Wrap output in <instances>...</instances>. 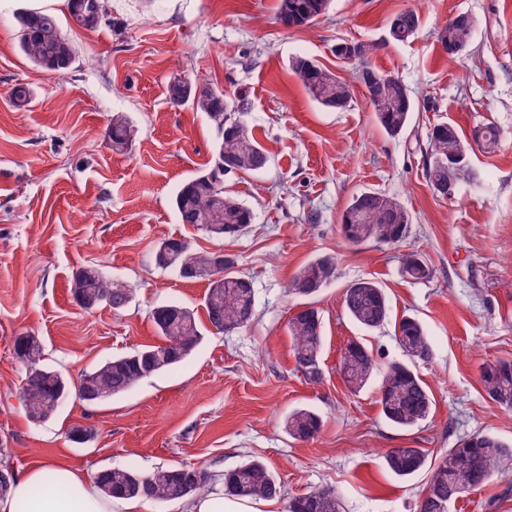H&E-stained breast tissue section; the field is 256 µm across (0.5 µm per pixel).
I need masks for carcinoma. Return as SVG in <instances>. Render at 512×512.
<instances>
[{
  "instance_id": "carcinoma-1",
  "label": "carcinoma",
  "mask_w": 512,
  "mask_h": 512,
  "mask_svg": "<svg viewBox=\"0 0 512 512\" xmlns=\"http://www.w3.org/2000/svg\"><path fill=\"white\" fill-rule=\"evenodd\" d=\"M329 0H281L279 20L286 26L311 23L326 13ZM20 26L21 52L34 65L65 74L76 60V50L60 29L54 14L25 11L17 16ZM420 17L412 9L395 15L390 36L406 42L415 36ZM473 34L471 17L460 13L448 20L440 31L444 50L468 48ZM375 47L358 44L356 61L370 75L364 88L366 98L386 134L399 136L410 122L415 102L402 80L375 69L369 56ZM291 68L308 93L322 105L344 109L351 99L350 85L338 75L306 57L292 61ZM386 84L374 93L373 83ZM187 78L178 77L168 84L169 101L174 106L191 104L205 113L216 126L217 143L211 164L182 183L173 205L183 224H190L215 235L240 232L255 221V213L240 199L226 191L224 176L253 172L265 167L267 153L263 145L241 121L243 107L224 100V91L207 86L201 94L186 93ZM137 135L132 121L121 113L112 116L106 129L112 149L128 150ZM499 133L492 126L474 132L473 140L493 149ZM468 142L452 123L440 122L428 136L425 177L433 191L443 197L455 195L461 182L469 176L461 171L468 166ZM411 216L401 202L379 191H363L352 197L342 216V232L353 244L373 240L399 244L409 232ZM215 253L196 252L184 240L161 243L155 263L184 279L208 277ZM402 273L408 279L426 280L431 268L417 254L407 252L401 258ZM334 262L328 257L307 263L293 278L288 291L311 296L334 276ZM74 297L85 309L106 304L114 310L130 300L125 284L96 269L83 268L74 277ZM344 308L363 330L382 327L390 314L389 299L382 286L373 280H358L344 289ZM255 291L251 281L234 270V260L224 256L220 280L211 281L204 300L208 322L218 332H232L246 327L254 316ZM152 321L162 342L144 345L131 354L113 357L85 373L79 382L80 398L90 404L107 401L121 394L141 379L168 369L185 360L201 340V324L194 312L178 303H166L151 311ZM322 318L312 306H304L288 320L297 368L311 382L321 381ZM396 336L408 363L394 362L382 374L379 403L385 419L397 428L409 429L425 422L433 410V398L411 365L427 362L432 345L424 325L415 317L404 316L396 326ZM15 352L26 364L28 374L22 390V402L28 417L37 422L50 419L59 405L60 396L71 390L65 375L43 365V344L27 333L14 339ZM340 373L348 389L362 390L377 371L372 352L359 340L349 341L341 351ZM481 384L486 395L501 408L512 411V362L499 361L482 367ZM322 428L321 417L309 409H296L286 421L288 435L299 441L315 438ZM512 456V448L495 437L474 434L446 450L430 467L427 485L416 503V512H442L440 505L448 497L462 498L488 482L499 470L503 459ZM386 468L396 476L407 478L419 474L428 463L423 448H391L384 456ZM105 494L123 499H142L169 503L199 495L207 490V479L196 477L190 468H160L149 474L121 468L101 472L97 479ZM224 494L248 499L285 497L280 481L258 460H249L224 473ZM287 512H343V502L336 490L327 487L288 499Z\"/></svg>"
}]
</instances>
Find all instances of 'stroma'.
Returning <instances> with one entry per match:
<instances>
[{"instance_id": "obj_1", "label": "stroma", "mask_w": 512, "mask_h": 512, "mask_svg": "<svg viewBox=\"0 0 512 512\" xmlns=\"http://www.w3.org/2000/svg\"><path fill=\"white\" fill-rule=\"evenodd\" d=\"M280 0H104L93 29L72 25L66 4L52 8L76 48L66 74L32 64L19 50L17 12L29 0H0V461L20 474L61 461L87 476L112 467L203 470L209 480L248 459L264 461L287 497L336 489L344 512H415L427 473L404 480L382 455L423 448L436 456L460 439L488 433L512 444V413L483 391L484 364L512 361V0H330L320 20L291 28ZM420 16L417 35L391 41L392 18ZM468 14L465 55L444 51L445 20ZM342 42L371 43L372 65L400 77L418 97L407 128L387 137L360 85L357 65L339 59ZM299 56L352 82L348 108L313 100L294 76ZM187 76L242 101L267 151L266 166L225 177L256 214L243 232L215 238L180 223L175 190L214 151L206 114L168 102L170 79ZM27 85L31 101L10 94ZM137 126L130 151L117 153L105 130L115 113ZM455 124L464 139L492 123L491 152L473 148L476 184L455 197L433 192L424 154L433 125ZM397 198L412 217L398 245L347 242L341 217L353 195ZM199 251H224L255 289L250 325L214 331L178 366L144 378L101 404L68 396L48 421L30 422L20 394L27 375L13 339L39 336L45 365L67 377L153 344L150 312L176 301L202 310L204 279L185 280L156 266L166 239ZM420 254L430 279L401 273L403 253ZM329 256L335 277L315 296L323 321V378L308 383L296 367L288 319L303 298L287 283L310 260ZM95 266L121 280L129 304L83 309L72 292L77 269ZM371 279L386 291L395 319L417 316L432 340L430 361L415 371L434 400L429 419L411 429L382 415L378 386L351 393L341 350L362 338L379 364L403 360L392 324L366 332L343 307L351 283ZM297 408L323 426L298 442L284 430ZM75 427L91 441L68 439ZM452 512H512V461L459 500Z\"/></svg>"}]
</instances>
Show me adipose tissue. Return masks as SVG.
Masks as SVG:
<instances>
[{
    "label": "adipose tissue",
    "mask_w": 512,
    "mask_h": 512,
    "mask_svg": "<svg viewBox=\"0 0 512 512\" xmlns=\"http://www.w3.org/2000/svg\"><path fill=\"white\" fill-rule=\"evenodd\" d=\"M115 498L105 496L91 478L65 463H42L28 469L0 498V512H116Z\"/></svg>",
    "instance_id": "obj_1"
}]
</instances>
